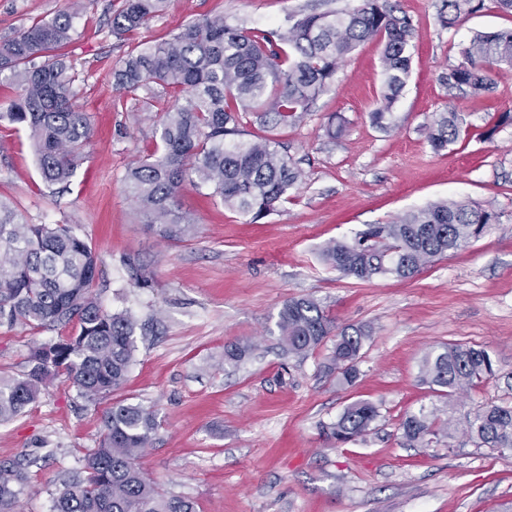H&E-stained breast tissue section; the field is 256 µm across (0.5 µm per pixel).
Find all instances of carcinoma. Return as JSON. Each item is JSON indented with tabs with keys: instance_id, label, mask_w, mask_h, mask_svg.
<instances>
[{
	"instance_id": "1",
	"label": "carcinoma",
	"mask_w": 512,
	"mask_h": 512,
	"mask_svg": "<svg viewBox=\"0 0 512 512\" xmlns=\"http://www.w3.org/2000/svg\"><path fill=\"white\" fill-rule=\"evenodd\" d=\"M166 0H124L112 16V33L130 38L162 11ZM448 25L483 6L482 0H444ZM74 14L63 11L0 40V73L8 70L17 95L0 121L24 128L35 148L40 173L64 184L82 160L91 136L88 114L74 104L78 73L62 50L71 40ZM414 25L394 14L390 0H358L346 11L302 13L277 28H238L224 15H205L169 40L136 43L112 71L115 88L127 95L184 94L162 115L156 150L130 169L129 196L147 227L164 239L190 236L194 222L179 212L183 182L211 189L224 206L256 222L288 200L302 171L276 140L255 132L268 125L287 128L312 111L329 88L340 60L361 43H383L384 85L372 120L381 126L411 69ZM462 62L441 76L450 92L482 95L493 89L492 67L512 66V29L480 35L460 49ZM430 146L441 151L467 131L459 113L434 114L427 126ZM499 216L463 202H440L411 211L392 224H370L351 242L331 240L320 251L324 264L345 276L408 278L433 258L479 239ZM130 281L148 284L141 264L127 258ZM98 275L95 250L69 224H28L0 202V323L53 329L76 323L74 336L32 347L26 370L0 376V423L39 401L60 374L89 403L121 388L134 362V316L104 309L93 294ZM280 340L293 354L324 344L334 321L314 299L291 298L278 314ZM367 334L343 329L331 362L338 380L359 375ZM490 353L478 346L448 343L422 359L420 379L450 398L495 376ZM381 417L377 404L349 403L323 427L341 446L362 438ZM159 426L156 413L119 401L103 413L98 447L84 458V476L57 497L55 512H196L192 501L161 492L138 467ZM409 447L459 436L477 448L512 449V406L483 405L455 422L440 409L419 410L400 423ZM27 482L20 461L0 463V512H17Z\"/></svg>"
}]
</instances>
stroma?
I'll return each mask as SVG.
<instances>
[{
  "label": "stroma",
  "mask_w": 512,
  "mask_h": 512,
  "mask_svg": "<svg viewBox=\"0 0 512 512\" xmlns=\"http://www.w3.org/2000/svg\"><path fill=\"white\" fill-rule=\"evenodd\" d=\"M394 2L415 34L411 74L387 125L371 118L383 86L382 46L366 42L339 62L313 112L271 132L303 172L287 202L254 223L188 180L178 203L195 229L168 241L146 227L126 176L154 150L173 96L160 94L145 110L114 88L112 68L128 49L110 24L121 0H83L67 52L81 79L76 105L92 126L84 159L57 191L43 181L27 131L1 122L0 200L28 223L77 226L98 256L93 291L102 306L129 311L148 330L136 337L135 362L116 397L86 402L60 376L25 413L0 424V462L30 461L18 512H53L65 484L81 476L102 413L117 397L155 411L159 427L139 463L164 493L189 499L197 512H512V449L444 439L409 448L398 431L422 408L444 406L460 419L480 405L512 406V125L492 121L512 112V67H494V89L479 97L451 96L440 81L476 35L512 29V13L485 0L450 26L443 0ZM355 5L167 0L139 38H172L204 15L274 28L299 12ZM70 7V0H0V39ZM450 109L460 111L469 134L433 150L426 125ZM335 115L345 129L332 138ZM438 201L492 208L499 222L410 279L360 281L320 262L330 240ZM131 256L145 265L148 287L132 286ZM301 296L320 301L337 329L368 331L353 384L338 382L330 345L305 356L283 349L278 314ZM75 330L0 324V375L20 376L34 345ZM236 341L250 342L253 352L225 360ZM448 342L487 349L497 372L447 401L420 382L419 364ZM356 400L376 403L381 416L372 433L336 447L321 427Z\"/></svg>",
  "instance_id": "35a3bbf8"
}]
</instances>
